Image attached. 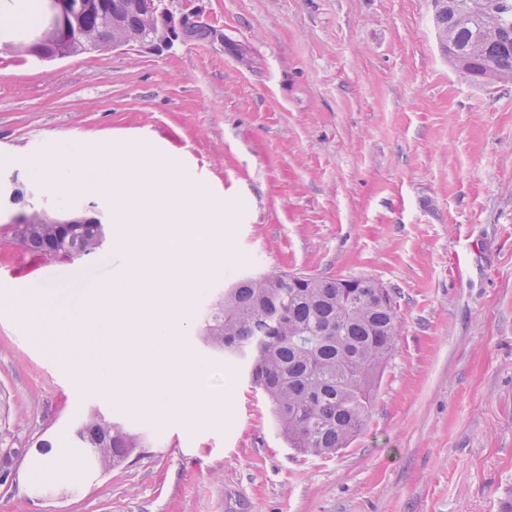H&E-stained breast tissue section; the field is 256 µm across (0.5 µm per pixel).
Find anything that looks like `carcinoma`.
<instances>
[{"label":"carcinoma","mask_w":512,"mask_h":512,"mask_svg":"<svg viewBox=\"0 0 512 512\" xmlns=\"http://www.w3.org/2000/svg\"><path fill=\"white\" fill-rule=\"evenodd\" d=\"M78 28L51 36L44 61L109 45L126 31L147 34L167 26L156 15L128 13L121 26L109 19L112 0H74ZM467 0H449L435 17L438 46L448 62L474 83L493 69L512 82V0H487L467 13ZM104 224L0 225V242L38 258L70 252L98 253ZM369 278L310 276L292 282L268 272L232 282L211 305L200 328L213 349L244 361L251 384L267 397L288 445L309 456H330L347 447L366 425L380 373L395 351L401 319L393 302ZM0 431V475L14 470L19 454ZM77 456L108 470L138 447V435L98 411L72 431Z\"/></svg>","instance_id":"1"}]
</instances>
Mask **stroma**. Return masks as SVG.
<instances>
[{
    "instance_id": "35a3bbf8",
    "label": "stroma",
    "mask_w": 512,
    "mask_h": 512,
    "mask_svg": "<svg viewBox=\"0 0 512 512\" xmlns=\"http://www.w3.org/2000/svg\"><path fill=\"white\" fill-rule=\"evenodd\" d=\"M207 38L41 61L11 47L0 0V187L54 145L144 150L224 205V265L180 331L223 393L193 427L75 378L91 351L23 327L35 257L0 245V392L23 451L0 512H507L512 507V83L478 85L438 47L427 0H174ZM105 247L52 285L123 277ZM269 270L376 280L402 318L366 427L326 457L290 448L242 367L198 323L229 280ZM93 409L143 435L105 473L63 452ZM56 443L37 452L41 439ZM58 462L41 489L31 468Z\"/></svg>"
}]
</instances>
